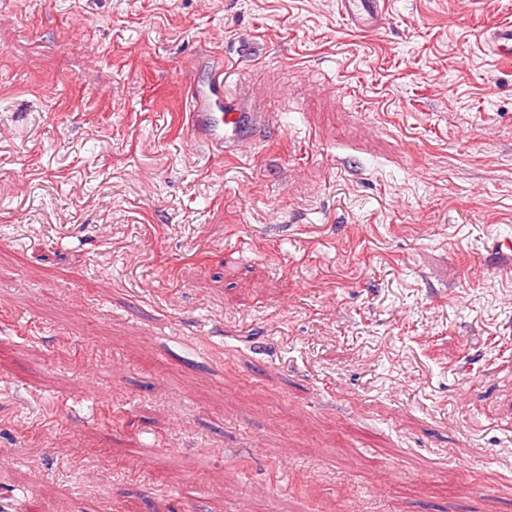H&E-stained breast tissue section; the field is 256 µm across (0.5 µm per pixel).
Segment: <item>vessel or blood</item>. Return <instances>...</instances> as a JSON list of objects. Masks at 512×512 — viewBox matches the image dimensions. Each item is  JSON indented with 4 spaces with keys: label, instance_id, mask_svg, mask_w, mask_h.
I'll list each match as a JSON object with an SVG mask.
<instances>
[{
    "label": "vessel or blood",
    "instance_id": "obj_1",
    "mask_svg": "<svg viewBox=\"0 0 512 512\" xmlns=\"http://www.w3.org/2000/svg\"><path fill=\"white\" fill-rule=\"evenodd\" d=\"M385 0H340L341 15L355 28L376 29ZM488 50L503 62L512 61V20L500 21L484 34ZM186 126L193 142L210 155L235 158L240 144L260 138L269 125L258 112L241 111L224 93V72L214 70L210 79L190 87Z\"/></svg>",
    "mask_w": 512,
    "mask_h": 512
}]
</instances>
